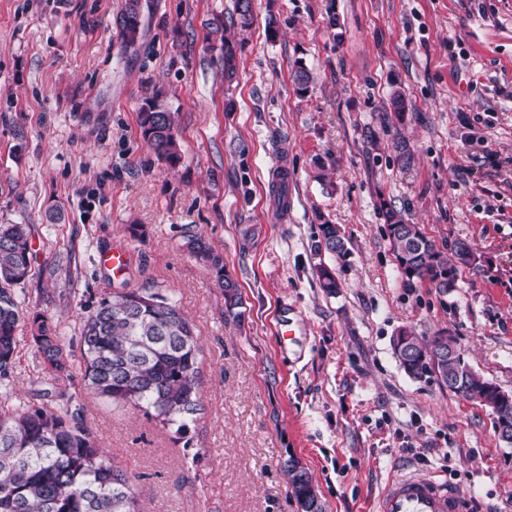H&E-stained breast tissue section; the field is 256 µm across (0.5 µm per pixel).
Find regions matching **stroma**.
I'll return each instance as SVG.
<instances>
[{
	"instance_id": "1",
	"label": "stroma",
	"mask_w": 512,
	"mask_h": 512,
	"mask_svg": "<svg viewBox=\"0 0 512 512\" xmlns=\"http://www.w3.org/2000/svg\"><path fill=\"white\" fill-rule=\"evenodd\" d=\"M234 4L139 0L129 49L126 0H0V224L32 230L24 309L75 338L85 307L152 284L203 348L191 446L94 397L76 368L56 404L79 410L145 512H300L291 458L325 512H373L407 470L457 484L473 512H512V446L491 409L436 376L409 377L392 350L402 329L450 337L512 393V0H252L244 31L230 24ZM223 37L230 76L209 50ZM156 89L176 114L175 167L139 127ZM399 135L414 152L407 170L393 162ZM278 157L284 218L271 193ZM386 207L440 250L471 243L476 264L454 288H405ZM326 220L344 255L318 249ZM190 234L223 255L241 317L187 253ZM119 242L132 255L122 280L99 261ZM321 265L336 275L334 295L319 286ZM36 365L22 333L0 404H42ZM134 1L138 0L127 1L125 11L121 18L124 41L130 46L136 43L141 29L139 5L138 3L134 4Z\"/></svg>"
}]
</instances>
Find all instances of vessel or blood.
I'll use <instances>...</instances> for the list:
<instances>
[{"label":"vessel or blood","instance_id":"obj_1","mask_svg":"<svg viewBox=\"0 0 512 512\" xmlns=\"http://www.w3.org/2000/svg\"><path fill=\"white\" fill-rule=\"evenodd\" d=\"M375 512H471V499L434 477L403 473L388 483Z\"/></svg>","mask_w":512,"mask_h":512}]
</instances>
